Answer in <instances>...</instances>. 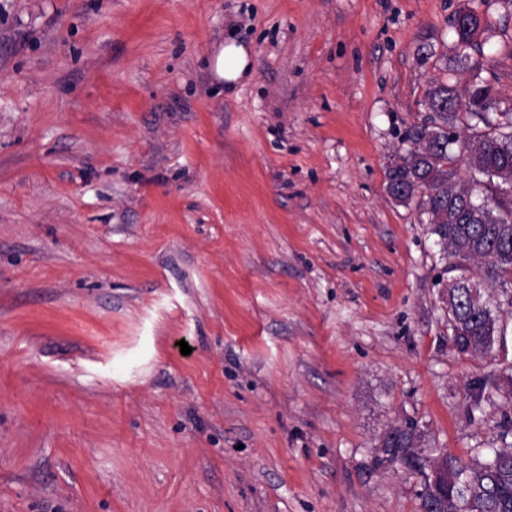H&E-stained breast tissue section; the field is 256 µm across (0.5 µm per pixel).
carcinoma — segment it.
Wrapping results in <instances>:
<instances>
[{
	"mask_svg": "<svg viewBox=\"0 0 512 512\" xmlns=\"http://www.w3.org/2000/svg\"><path fill=\"white\" fill-rule=\"evenodd\" d=\"M465 22L455 27L456 64L479 70L466 50L477 44L484 31L476 11L462 9ZM430 116L406 131L405 155L388 171V192L398 201L417 203L428 216L431 232L458 264L483 261L487 284L495 288L512 279V182L501 172L512 170V107L502 109L492 88L475 74L465 93L439 81L430 85L421 101ZM486 178L487 193L477 197L459 177L457 161ZM452 339L463 354L492 349L501 336L491 296L484 292L473 300L469 289L456 288L448 297ZM409 428L394 431L386 440L393 453L406 448ZM512 429L499 438L502 445L490 453L464 462L448 455L454 482L434 490L423 463L409 470L423 475L420 512H512Z\"/></svg>",
	"mask_w": 512,
	"mask_h": 512,
	"instance_id": "carcinoma-1",
	"label": "carcinoma"
}]
</instances>
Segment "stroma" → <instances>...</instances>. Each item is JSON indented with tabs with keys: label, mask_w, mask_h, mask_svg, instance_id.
<instances>
[{
	"label": "stroma",
	"mask_w": 512,
	"mask_h": 512,
	"mask_svg": "<svg viewBox=\"0 0 512 512\" xmlns=\"http://www.w3.org/2000/svg\"><path fill=\"white\" fill-rule=\"evenodd\" d=\"M465 6L512 106V0H0V512H419L382 433L496 445L512 282L458 353L455 272L387 191L430 82L476 75ZM207 62L213 83L223 92L225 86L232 90L250 75L249 51L234 39L223 40L213 45ZM449 288H455L448 297V320L452 323V339L456 349L463 354H480L491 350L498 337L502 336L491 296L483 288L480 302L474 301L468 288H471L474 296H478L479 287L471 281L465 288H456L455 282H449Z\"/></svg>",
	"instance_id": "obj_1"
}]
</instances>
